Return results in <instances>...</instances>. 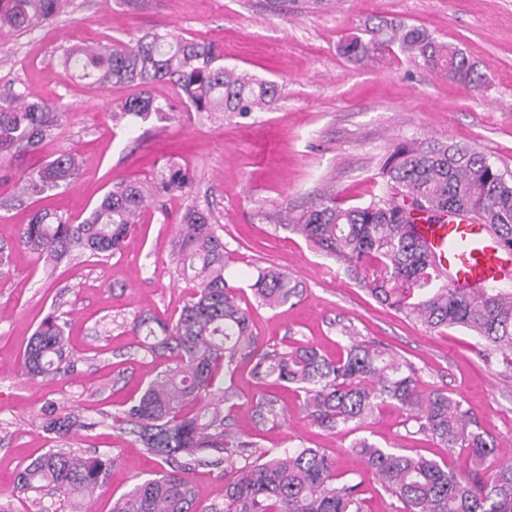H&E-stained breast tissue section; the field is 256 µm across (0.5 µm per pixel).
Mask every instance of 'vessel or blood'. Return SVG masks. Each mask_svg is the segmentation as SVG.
Returning a JSON list of instances; mask_svg holds the SVG:
<instances>
[{
    "label": "vessel or blood",
    "instance_id": "b4317fda",
    "mask_svg": "<svg viewBox=\"0 0 512 512\" xmlns=\"http://www.w3.org/2000/svg\"><path fill=\"white\" fill-rule=\"evenodd\" d=\"M418 231L450 272L451 287L483 288L512 272V251L498 248L482 224L453 219Z\"/></svg>",
    "mask_w": 512,
    "mask_h": 512
}]
</instances>
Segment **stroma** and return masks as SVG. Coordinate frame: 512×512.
Returning <instances> with one entry per match:
<instances>
[{"label": "stroma", "instance_id": "stroma-1", "mask_svg": "<svg viewBox=\"0 0 512 512\" xmlns=\"http://www.w3.org/2000/svg\"><path fill=\"white\" fill-rule=\"evenodd\" d=\"M382 20L425 29L461 49L474 66L473 82L448 79L396 50L349 61L341 45ZM152 30L214 44L226 66L276 81L278 100L269 111L230 118L195 111L171 86L157 84L152 95L173 104L172 112L113 126V105L139 94V87L92 85L62 67L59 55L72 45H128ZM9 80L63 114L55 138L0 163V201L12 202L0 208V245L13 248L0 266V498L11 500L14 512H36L31 494L17 484L18 472L59 444L110 456L112 472L106 488L81 504L54 498L55 512H111L113 498L163 469L161 459L115 429L110 416L160 369L139 347L135 316L176 319L190 292L171 261L189 198L148 201L120 253L62 261L50 278L42 262L14 242L33 212L60 211L80 222L113 183L149 182L172 155L194 172L193 198L216 217L229 252L227 276L244 286L256 267L272 263L304 288L294 304L277 309L254 306L244 295L260 345L283 350L301 343L336 359L348 346L341 327H354L360 339L413 363L421 387L460 399L502 455L512 454V377L504 376L501 356L485 364L463 329H428L372 296L365 283L376 269L349 275L342 263L261 217L275 205L309 206L327 189L347 206L369 202L382 192L379 172L391 147L411 138L471 145L512 173V0H288L283 11L273 10L270 0H144L137 8L73 0L68 13L30 32L0 30V86ZM63 151L80 156L77 178L40 198L15 200L16 172L36 170ZM58 299L65 303L75 370L27 379L20 370L26 343ZM236 385L233 430L276 452L321 449L343 477L363 476V512H397L398 502L364 477V463L351 448L356 438L456 471L466 466L464 451L416 432L390 404L364 425L330 432L309 420L292 390L279 388L283 423L257 428L246 407L262 387L251 379L249 364H241ZM52 403L96 419L97 427L56 442L39 427Z\"/></svg>", "mask_w": 512, "mask_h": 512}]
</instances>
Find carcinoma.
I'll return each mask as SVG.
<instances>
[{
  "label": "carcinoma",
  "instance_id": "carcinoma-1",
  "mask_svg": "<svg viewBox=\"0 0 512 512\" xmlns=\"http://www.w3.org/2000/svg\"><path fill=\"white\" fill-rule=\"evenodd\" d=\"M71 0H0V29L24 32L67 12ZM341 45L342 54L362 62L396 47L453 80H472L473 68L462 51L436 41L426 30L381 21ZM204 42L149 32L132 47L75 45L61 65L97 85H132L142 91L126 99L112 119H148L173 110L148 91L171 84L197 112H223L247 118L277 100L274 81L220 64ZM61 113L28 89L8 84L0 105V162L36 149L52 136ZM80 168L78 157L62 152L37 171L19 175L20 196L38 197L69 185ZM379 175L385 194L367 204L344 207L325 197L301 212L278 216L277 227L301 235L327 255L355 270L360 264L381 269L372 294L429 329L462 328L483 348L485 361L495 351L512 353V291L506 288H453L434 262L415 225L439 223L472 213L500 245L512 250V174L482 152L464 144L400 142L385 158ZM193 173L171 161L150 185L121 181L112 186L79 224L66 216L35 212L19 233L17 245L49 264L73 253L110 257L122 247L149 196L189 195ZM226 247L213 213L188 207L174 244L178 271L193 284L177 319H134L145 332L144 350L168 358L139 397L113 417L118 428L137 436L168 470L133 484L113 499L112 512H197L195 497L181 474L197 466L230 468L224 482V507L212 512H363L362 481L344 479L336 462L319 448L282 453L257 448L248 435L228 430L224 404L236 396L234 375L244 360L258 381L292 387L307 417L334 431L363 425L386 403L406 412L417 431L446 448L467 451L462 471L434 460L384 448L366 437L353 448L367 471L391 497L399 512H512V462L501 459L496 440L463 407L439 389L418 386L416 368L376 343L355 341L346 355L330 359L313 346L285 352L263 351L253 336L248 310L240 305V286L225 275ZM255 302L277 308L302 295L301 283L272 266L257 268L249 284ZM66 322L52 312L25 347L21 368L32 379L74 370L66 350ZM227 378L217 383L219 373ZM42 428L64 439L99 422L53 405ZM256 425L277 426V400L259 396L252 406ZM112 458L84 456L50 448L18 475L22 489L40 498L56 494L77 503L106 487Z\"/></svg>",
  "mask_w": 512,
  "mask_h": 512
}]
</instances>
